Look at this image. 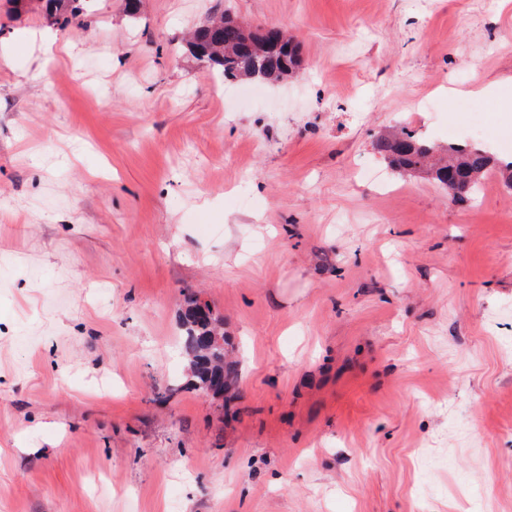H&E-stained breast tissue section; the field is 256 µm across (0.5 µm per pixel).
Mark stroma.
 <instances>
[{
  "mask_svg": "<svg viewBox=\"0 0 512 512\" xmlns=\"http://www.w3.org/2000/svg\"><path fill=\"white\" fill-rule=\"evenodd\" d=\"M229 12L300 46L224 81ZM0 0V512H512V0ZM482 125L475 136L474 125ZM238 377L184 385L189 298ZM84 0H38V6L61 27H66L80 14V2ZM188 45L197 60L220 70L224 79L257 78L259 64L269 80L284 82L300 63L298 47L290 40L270 51L265 35L247 31L229 14L196 27ZM377 151L401 175L423 173L445 187L448 179L465 182L468 189L456 196L461 202L471 199L483 182V177L495 171L500 180L512 188V161H496L486 151L466 148L460 145L448 146L442 156L435 154L438 149L429 146L412 131L402 129L389 137L376 141Z\"/></svg>",
  "mask_w": 512,
  "mask_h": 512,
  "instance_id": "stroma-1",
  "label": "stroma"
}]
</instances>
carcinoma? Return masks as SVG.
I'll return each mask as SVG.
<instances>
[{
    "mask_svg": "<svg viewBox=\"0 0 512 512\" xmlns=\"http://www.w3.org/2000/svg\"><path fill=\"white\" fill-rule=\"evenodd\" d=\"M80 2L38 0V6L56 24L65 27L79 16ZM188 45L197 60L220 70L226 79L253 78L259 65L269 80L284 82L300 63L298 47L290 40L272 50L265 35L242 28L229 14L196 27ZM376 149L402 175L423 173L442 186L451 178L466 183L467 190L456 196L461 202L477 193L484 175L490 171L512 188V161L498 162L481 149L450 146L438 156L434 147L405 129L378 139ZM182 327L189 385L202 392L219 375L224 386H229L237 378L236 365L226 361L224 346L211 344L214 337L224 339L219 320L212 313H203L201 304L194 301L183 314Z\"/></svg>",
    "mask_w": 512,
    "mask_h": 512,
    "instance_id": "1",
    "label": "carcinoma"
}]
</instances>
